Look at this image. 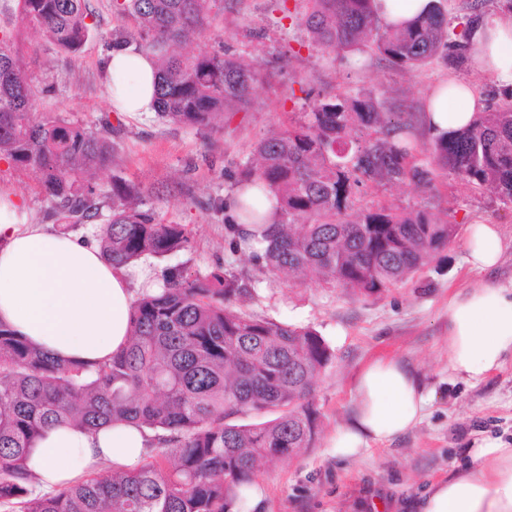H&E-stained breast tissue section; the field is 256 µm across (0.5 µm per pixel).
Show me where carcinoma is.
Segmentation results:
<instances>
[{
    "label": "carcinoma",
    "mask_w": 512,
    "mask_h": 512,
    "mask_svg": "<svg viewBox=\"0 0 512 512\" xmlns=\"http://www.w3.org/2000/svg\"><path fill=\"white\" fill-rule=\"evenodd\" d=\"M217 0H123L118 11L140 29L138 49L157 63L159 118L216 130L224 113L251 103L261 70L229 51L185 56L178 48L204 35ZM303 21L321 50L343 54L373 45L391 67L412 70L435 59L466 63L474 23L487 0H469L458 32L442 5L407 28H384L373 0H304ZM18 21L0 31V155L40 176L52 216L67 233L98 216L89 176L112 163V143L85 126L48 120L36 108L27 74V32L74 53L87 40L85 0H17ZM474 124L437 137L435 169L512 204V92ZM412 113L382 112L368 93L316 99L280 131L257 140L237 185L277 198L261 238L227 226L229 248L248 250L261 270L317 274L353 294L372 296L430 262L448 246L452 225L423 212L356 207L360 188L410 180L429 186L434 169L414 153ZM141 189L112 179V215L97 241L114 266L164 257L189 244L182 224H159L141 209ZM262 248L255 249V243ZM251 293L223 271L176 272L165 288L143 291L130 312L127 346L108 362L58 361L0 324V506L19 512H229L244 499L257 461L284 458L315 442L319 411L313 383L333 361L317 331L235 307ZM267 412L253 424L228 419ZM127 422L154 433L156 448L133 468L92 471L52 493L34 486V443L55 426L94 430Z\"/></svg>",
    "instance_id": "cac0c4a2"
}]
</instances>
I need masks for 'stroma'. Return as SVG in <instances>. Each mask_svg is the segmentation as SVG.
I'll use <instances>...</instances> for the list:
<instances>
[{"label": "stroma", "mask_w": 512, "mask_h": 512, "mask_svg": "<svg viewBox=\"0 0 512 512\" xmlns=\"http://www.w3.org/2000/svg\"><path fill=\"white\" fill-rule=\"evenodd\" d=\"M91 35L75 53L60 51L40 34H28L24 61L40 89L41 116L78 121L100 131L112 126L114 163L95 176L98 217L77 233L98 232L112 215V179L142 187V207L163 224L185 225L190 243L177 253L152 259L158 277L171 270L208 272L223 267L249 279L251 297L241 310L315 329L334 352L322 370L313 398L320 412L313 445L289 458L260 460L253 483L262 495L253 512H354L357 502L383 504L399 512L428 482L471 460L474 448L491 438L512 441V359L479 382L448 369V298L466 288L472 275L464 262L468 225H499L505 251L495 277L512 279V206L486 191L466 189L455 177L437 173L433 189L406 181L388 189L362 191L364 206L421 211L452 223L448 246L410 278L378 296L346 293L315 276L295 279L259 270L249 254L231 252L224 201L232 179L253 153L256 141L307 109L310 98L373 92L384 111L420 114L424 96L448 74L443 61L410 70L389 68L378 56L358 64L312 44L298 20L300 0H224L213 26L186 53L231 52L270 73L257 84L249 107L226 113L217 132L168 123L156 113L115 111L102 63L112 46L133 33L115 0H89ZM0 186L14 188L36 218L51 222L49 202L37 176L0 155ZM378 359H396L415 370L431 395L418 427L384 450L358 460H339L328 441L353 411L352 386L359 370Z\"/></svg>", "instance_id": "1"}]
</instances>
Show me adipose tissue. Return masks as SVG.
Segmentation results:
<instances>
[{
    "label": "adipose tissue",
    "mask_w": 512,
    "mask_h": 512,
    "mask_svg": "<svg viewBox=\"0 0 512 512\" xmlns=\"http://www.w3.org/2000/svg\"><path fill=\"white\" fill-rule=\"evenodd\" d=\"M434 0H375L382 25L397 29L427 14ZM471 70L512 87V10L486 17L471 38ZM157 70L152 55L130 46L112 50L105 62L112 106L125 113L155 109ZM485 107L476 85L448 75L430 89L420 123L433 136L473 122ZM466 262L480 279L448 300V368L478 381L512 355V282L484 280L504 252L498 225L467 228ZM149 263L137 269L113 266L89 237L62 233L38 222L16 191L0 186V323L60 360L94 364L127 343L129 312L138 288L160 289ZM354 409L330 440L333 455L354 460L371 455L423 420L429 397L418 374L395 360L364 366L354 385ZM152 442L136 425L117 423L96 430L59 426L34 445L31 468L39 488L67 485L102 464L132 466ZM407 512H512V448L500 441L475 449L471 464L431 482Z\"/></svg>",
    "instance_id": "1"
}]
</instances>
